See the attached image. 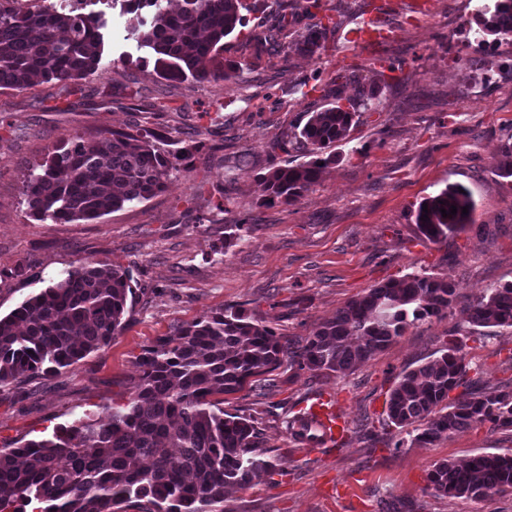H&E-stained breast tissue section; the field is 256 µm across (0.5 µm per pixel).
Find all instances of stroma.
<instances>
[{
	"label": "stroma",
	"mask_w": 512,
	"mask_h": 512,
	"mask_svg": "<svg viewBox=\"0 0 512 512\" xmlns=\"http://www.w3.org/2000/svg\"><path fill=\"white\" fill-rule=\"evenodd\" d=\"M259 0L245 27L224 40L230 78L171 81L137 67L141 52L119 16L107 18L98 75L63 86L0 91V316L87 261L129 269L126 328L76 365L0 386V445L71 423L95 406L122 403L135 362L158 337L225 309L242 311L293 340L365 290L425 269L468 300L512 281V181L497 173L499 142L512 133V44L478 45L469 20L486 0H434L408 17L409 0H379L395 38L379 48L381 72L345 35L369 0H320L318 17L343 16L320 53L271 49ZM374 87L372 108L335 148L320 182L290 205L268 204L260 180L269 143L333 101L337 74ZM223 104L220 119L208 109ZM144 123L179 157L157 196L86 224L30 216L22 183L74 136ZM465 187L474 227L442 244L418 237L413 213L446 186ZM22 274H15L17 265ZM464 337L465 380L512 385V335L471 333L462 308L409 328L375 358L336 376L283 363L264 388L226 395V413L252 418L274 472L230 491L224 512H512V493L484 500L442 496L430 466L512 449V431L483 425L427 448H400L386 401L403 371L440 356L450 330ZM335 399L342 445H294L287 423L309 400Z\"/></svg>",
	"instance_id": "stroma-1"
}]
</instances>
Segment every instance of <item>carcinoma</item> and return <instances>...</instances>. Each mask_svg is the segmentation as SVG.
<instances>
[{
  "label": "carcinoma",
  "mask_w": 512,
  "mask_h": 512,
  "mask_svg": "<svg viewBox=\"0 0 512 512\" xmlns=\"http://www.w3.org/2000/svg\"><path fill=\"white\" fill-rule=\"evenodd\" d=\"M298 0H281L267 29L272 46L296 23ZM242 0H121V15L137 46L154 58L153 74L167 80L226 78L235 63L224 58V39L247 24ZM479 44L492 37L512 43V0H489L473 17ZM340 25L316 21L293 31L290 48L318 53ZM106 19L102 12H16L0 4V89L42 82L67 85L99 72ZM336 103L308 119L295 137L316 159L276 163L285 142L268 146L261 177L269 203L291 204L336 159L322 153L346 140L357 112ZM162 134L133 127L93 142L77 136L30 173L22 194L30 215L48 224L96 220L162 192L173 170L158 143ZM498 171L512 178V134L498 153ZM461 186L445 187L414 212L419 238L438 243L470 227L473 210ZM457 213H450V207ZM428 212H423V209ZM447 210L442 216L441 210ZM428 219L421 220V217ZM131 277L120 264L85 262L0 317V386L26 375L50 374L77 364L126 326ZM461 299L459 285L425 270L366 290L347 301L301 342L240 311L203 315L161 337L138 358L127 402L56 426L53 432L0 448V512H116L133 499L143 512H214L232 488L249 486L273 461L263 458L252 421L224 413L215 395L239 391L250 379L278 369L283 359L312 372L346 374L374 358L409 328L448 316ZM474 327L512 329V282L489 289L465 307ZM456 340L440 356L402 373L387 400L399 428L413 427L410 445L425 448L443 436L490 424L512 430V386L473 388L457 397L466 366ZM298 446L316 443L304 419L288 422ZM432 489L450 497L486 499L512 490V451L463 461L441 460L428 472Z\"/></svg>",
  "instance_id": "obj_1"
}]
</instances>
